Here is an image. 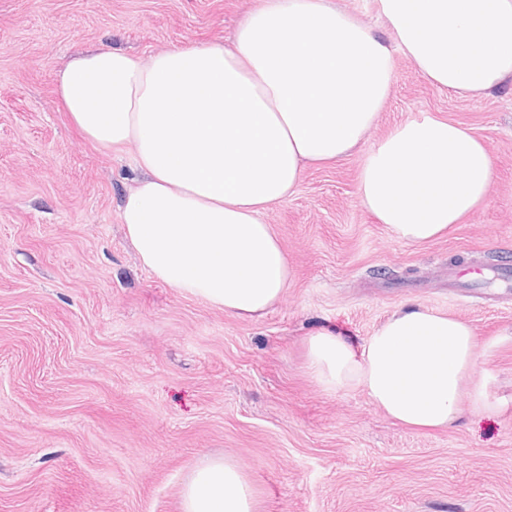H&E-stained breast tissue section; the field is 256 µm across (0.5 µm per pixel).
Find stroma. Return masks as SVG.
<instances>
[{"label":"stroma","mask_w":512,"mask_h":512,"mask_svg":"<svg viewBox=\"0 0 512 512\" xmlns=\"http://www.w3.org/2000/svg\"><path fill=\"white\" fill-rule=\"evenodd\" d=\"M260 0H0V512H182L214 454L254 512H512V407L421 433L360 391L322 392L303 341L361 346L421 304L468 321L492 398H512V80L477 98L430 85L402 53L363 149L310 166L264 214L293 278L265 316L236 318L154 279L120 216L129 154L85 140L53 73L93 46L149 59L231 43ZM425 116L469 128L495 175L485 204L424 246L365 210L367 149Z\"/></svg>","instance_id":"1"}]
</instances>
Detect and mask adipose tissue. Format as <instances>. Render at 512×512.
Wrapping results in <instances>:
<instances>
[{
    "mask_svg": "<svg viewBox=\"0 0 512 512\" xmlns=\"http://www.w3.org/2000/svg\"><path fill=\"white\" fill-rule=\"evenodd\" d=\"M378 35L335 0H263L232 46L192 44L149 61L119 49L73 57L55 91L83 136L131 152L140 177L121 220L142 265L235 317L264 316L292 278L262 220L310 164L358 149L395 77L394 51L435 88L480 96L512 78V0H379ZM495 162L445 119L409 121L373 147L358 199L397 239L422 246L481 207ZM306 365L328 394L361 391L396 422L448 428L462 411L500 414L474 328L423 305L392 313L353 347L319 332ZM183 512H253L252 487L221 456L181 490Z\"/></svg>",
    "mask_w": 512,
    "mask_h": 512,
    "instance_id": "obj_1",
    "label": "adipose tissue"
}]
</instances>
